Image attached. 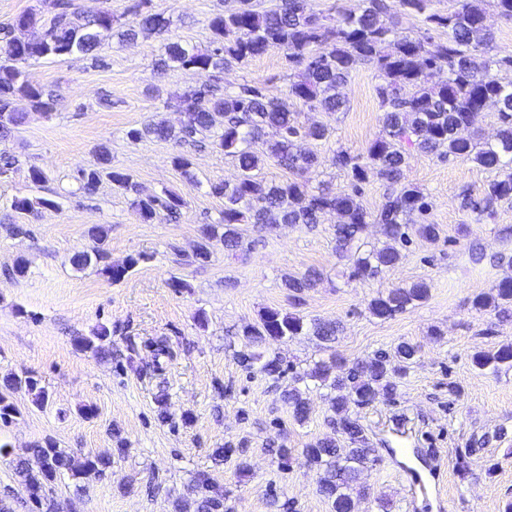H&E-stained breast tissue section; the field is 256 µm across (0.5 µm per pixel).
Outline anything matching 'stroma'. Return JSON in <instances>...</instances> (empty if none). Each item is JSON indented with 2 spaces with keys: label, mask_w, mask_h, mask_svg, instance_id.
<instances>
[{
  "label": "stroma",
  "mask_w": 512,
  "mask_h": 512,
  "mask_svg": "<svg viewBox=\"0 0 512 512\" xmlns=\"http://www.w3.org/2000/svg\"><path fill=\"white\" fill-rule=\"evenodd\" d=\"M148 9L173 20L169 37L206 49L208 19L224 0H147ZM166 37V38H169ZM166 38L151 35L106 42L104 66L46 60L28 69L32 83L55 90V109H28L26 121L6 142L17 159L0 179V378L28 373L49 394L46 409L33 406L27 391L10 392L18 408L12 422L0 423V498L15 512H33L12 462L33 443L51 441L75 457L108 454L112 473L78 481L63 477L48 495L50 512H176L178 501L196 496L195 479L205 475L224 488V512H272L271 498L290 503L292 512H330L317 491V473L303 448L331 434L327 387L310 381L311 414L296 422L281 399L290 376L275 379L259 369L244 370L239 359L250 345L242 334L268 307L304 320L336 321L340 332L331 349L311 335L260 345L265 357L280 356L295 372L335 353L347 361L409 342L419 349L416 363L401 379L395 402L377 399L361 412L379 457L363 473L371 495L358 512H505L512 502V369L492 372L473 366L472 356L512 341V321L495 322L490 311L471 305L475 293L512 276V202L498 203L477 224L467 196L492 178L472 162L411 153L405 176L428 194L436 240L413 238L400 262L381 277L349 281L347 263L336 254L332 227L282 224L262 229L238 225L241 249L225 252L211 243L209 259L185 264L205 224L224 208L210 185L234 181L231 156L210 148L185 147L196 181L172 163L173 143L127 138L130 128L163 119L179 125L177 96L212 82L208 71L176 66L155 74ZM296 72L284 50L270 46L261 57L226 70L225 84L260 82L283 95ZM374 69L358 65L342 93L347 108L335 116L298 106V122H326L328 140L318 144L324 164L308 175L311 186L347 187L349 178L331 159L337 149L364 157L382 128ZM108 147L113 167L129 173L145 192L171 190L187 201L178 221L141 223L129 197L102 183L89 199L73 196L80 169ZM47 182L34 185L30 168ZM16 196L52 199L32 217L28 233L17 232L21 217L10 207ZM108 230V261L144 260L124 279L112 281L96 267L75 269L78 250H91L93 226ZM26 277L9 276L17 258ZM315 271L318 279L300 301L284 281ZM183 279L181 292L168 288ZM430 285L422 303L381 321L370 300L389 288L419 280ZM111 333L109 355L78 350L74 340L99 327ZM164 341L168 357L155 356ZM168 395L171 420L158 416L156 398ZM95 409L85 417L83 406ZM483 447H475V440ZM228 449L224 460L213 451ZM291 449L288 465L276 451ZM441 471L437 491L410 497L413 471Z\"/></svg>",
  "instance_id": "35a3bbf8"
}]
</instances>
